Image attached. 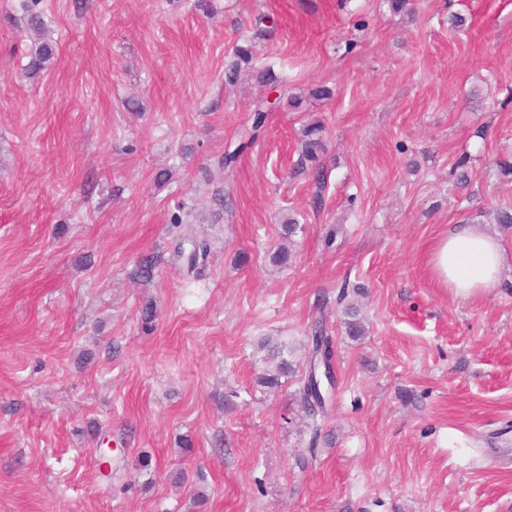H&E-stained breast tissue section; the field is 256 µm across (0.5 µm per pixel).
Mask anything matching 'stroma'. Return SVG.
I'll return each mask as SVG.
<instances>
[{
  "label": "stroma",
  "instance_id": "stroma-1",
  "mask_svg": "<svg viewBox=\"0 0 512 512\" xmlns=\"http://www.w3.org/2000/svg\"><path fill=\"white\" fill-rule=\"evenodd\" d=\"M23 2L0 0V512H512V271L460 302L428 265L459 224L512 254L494 221L512 206V0H211L208 15L194 0H41L55 58L19 81ZM260 13L272 33L256 35ZM246 39L279 99L224 178L267 94L252 75L224 83ZM320 85L331 98L312 97ZM314 119L321 191L297 171ZM178 234L212 245L200 279L172 257ZM150 252L153 281L134 283ZM320 318L336 387L315 441L298 376L274 391L257 378L265 340L302 363Z\"/></svg>",
  "mask_w": 512,
  "mask_h": 512
}]
</instances>
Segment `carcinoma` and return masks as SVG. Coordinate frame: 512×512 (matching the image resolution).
I'll return each instance as SVG.
<instances>
[{
  "label": "carcinoma",
  "mask_w": 512,
  "mask_h": 512,
  "mask_svg": "<svg viewBox=\"0 0 512 512\" xmlns=\"http://www.w3.org/2000/svg\"><path fill=\"white\" fill-rule=\"evenodd\" d=\"M39 0H27L25 9L27 12L26 25L29 29L45 34L47 24L43 14L38 9ZM55 57V46L47 38L43 39L38 46L28 55V62L24 68V74L28 77L40 74ZM254 58L253 44L249 40L243 41L234 47L232 59L224 67V84L234 85L239 78L242 66L252 65ZM270 111L267 100L262 98L254 102V118L251 127L244 133L238 147L233 151L224 153L222 167L230 172L233 170L237 156L241 150L254 142L263 131L266 113ZM326 152L325 127L319 122H312L306 125L301 134V165L312 176L318 191L315 195V204H322V190L325 185L323 174L322 158ZM184 241L177 242L175 252L185 259L186 274L194 278L201 276V270L206 266L211 253V247L206 239L189 240V249L183 248ZM160 258L155 253L142 256L135 265L132 277L142 281L153 280ZM157 317L156 307L149 301L141 307L140 322L143 332L150 333L155 329ZM303 346L307 351V372L302 378L301 386L296 396L303 412L309 420L312 429L311 443H316L320 437L321 428L318 421L324 419L328 407L332 401L333 391L323 390L317 379L326 376L334 379L333 374V337L330 336L323 320H316L311 331L304 336ZM269 355L277 360L274 368L265 371L260 377V382L269 387L275 388L280 385L281 378L292 371V364L288 360V354L294 349L286 344H266Z\"/></svg>",
  "instance_id": "cac0c4a2"
}]
</instances>
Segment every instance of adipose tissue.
<instances>
[{
	"label": "adipose tissue",
	"mask_w": 512,
	"mask_h": 512,
	"mask_svg": "<svg viewBox=\"0 0 512 512\" xmlns=\"http://www.w3.org/2000/svg\"><path fill=\"white\" fill-rule=\"evenodd\" d=\"M429 265L451 297L467 301L499 285L507 266L501 242L469 224L457 225L433 245Z\"/></svg>",
	"instance_id": "1"
}]
</instances>
